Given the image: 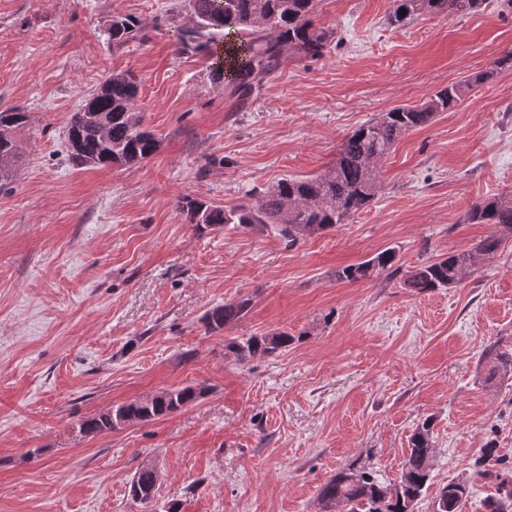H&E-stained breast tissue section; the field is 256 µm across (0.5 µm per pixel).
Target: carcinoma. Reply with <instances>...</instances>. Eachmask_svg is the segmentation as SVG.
I'll return each mask as SVG.
<instances>
[{
  "instance_id": "carcinoma-1",
  "label": "carcinoma",
  "mask_w": 512,
  "mask_h": 512,
  "mask_svg": "<svg viewBox=\"0 0 512 512\" xmlns=\"http://www.w3.org/2000/svg\"><path fill=\"white\" fill-rule=\"evenodd\" d=\"M388 16L392 26H405L417 16H465L477 12L483 0H393ZM317 0H186L191 25L180 30L181 49L203 52L213 59L215 71L234 86V93L247 99L265 77L283 62L284 53L303 58H321L332 43H341L337 32L315 25ZM143 30L142 21L132 15L112 16L106 27L112 47L121 48ZM512 70V52L496 59L491 68L471 74L458 83L438 90L417 105L396 107L349 133L336 160L323 172L305 178H282L273 185L250 193L251 200L232 208L184 197L179 209L189 224L203 227L239 224L253 229L272 228L292 246L307 235L346 224L373 201L380 187V164L407 133L430 123L438 112L456 107L494 73ZM139 84L128 71H115L73 113L67 129L68 160L95 168L133 166L148 159L159 147L158 138L143 127L137 110ZM30 120L19 106L0 108V190L14 177L20 156L15 138ZM466 224H492L496 232L472 248L431 259L411 271L404 285L415 293L451 288L469 273L482 269L512 237V197L497 195L475 202L464 216ZM397 252L388 248L375 257L336 270V280L359 282L383 273L399 272ZM250 299L228 301L208 311L203 320L218 331L245 316ZM294 337L286 332L236 339L226 344L237 360L246 361L282 351ZM512 375V350L490 351L489 378ZM202 393L197 387L163 390L150 397L110 407L84 422L81 430L98 434L111 430L122 419L127 423L149 421L174 413L193 403ZM433 419L416 427L409 440L401 475L386 482L370 471L350 464L336 472L319 489L320 512H413L430 477L435 448ZM476 477L495 478V490L484 501L485 512H512V466L492 473L477 470ZM158 473L154 466L137 469L129 485L133 500L155 499ZM469 493V480L451 481L443 487L436 503L445 512H462Z\"/></svg>"
}]
</instances>
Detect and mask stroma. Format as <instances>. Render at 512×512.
I'll list each match as a JSON object with an SVG mask.
<instances>
[{"label":"stroma","mask_w":512,"mask_h":512,"mask_svg":"<svg viewBox=\"0 0 512 512\" xmlns=\"http://www.w3.org/2000/svg\"><path fill=\"white\" fill-rule=\"evenodd\" d=\"M392 0H320L340 47L287 56L239 103L201 52L179 47L181 0H0V104L20 105L15 176L0 192V512H319L337 470L396 480L409 439L433 420L435 453L414 512L472 480L463 512L493 489L483 449L512 462V377L488 381L490 347H512V237L453 288L335 272L387 248L402 270L490 235L463 216L512 195V71L492 73L384 159L382 189L349 223L288 245L273 229L195 227L189 196L233 207L287 176L325 170L346 135L417 104L512 50V5L395 29ZM144 24L122 48L115 14ZM141 80L138 110L160 141L140 164L67 160L73 112L103 78ZM244 297L219 331L203 317ZM285 331L287 351L238 361L230 339ZM204 393L175 413L98 434L85 420L158 392ZM159 472L152 506L129 483Z\"/></svg>","instance_id":"1"}]
</instances>
